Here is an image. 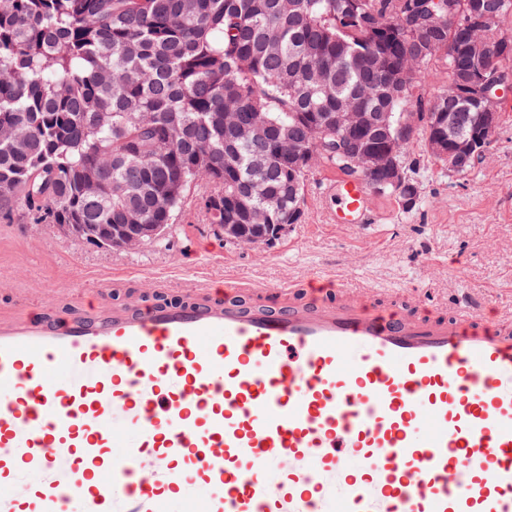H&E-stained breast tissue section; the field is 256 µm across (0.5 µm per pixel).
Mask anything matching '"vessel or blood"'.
Instances as JSON below:
<instances>
[{
	"label": "vessel or blood",
	"mask_w": 512,
	"mask_h": 512,
	"mask_svg": "<svg viewBox=\"0 0 512 512\" xmlns=\"http://www.w3.org/2000/svg\"><path fill=\"white\" fill-rule=\"evenodd\" d=\"M367 196L337 177V223ZM0 485V512H512V319L328 274L0 314Z\"/></svg>",
	"instance_id": "1"
}]
</instances>
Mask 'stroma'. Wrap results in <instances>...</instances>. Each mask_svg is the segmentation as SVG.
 <instances>
[{
  "label": "stroma",
  "mask_w": 512,
  "mask_h": 512,
  "mask_svg": "<svg viewBox=\"0 0 512 512\" xmlns=\"http://www.w3.org/2000/svg\"><path fill=\"white\" fill-rule=\"evenodd\" d=\"M506 102L490 149L466 173L449 171L417 141L410 153L414 204L369 192L370 228L335 223L337 173L321 167L306 178L302 223L261 246L227 240L210 223L203 184L187 189L160 240L134 250L89 246L14 213L11 231L0 238V308L49 299L69 308L93 290L112 303L151 299L155 275L168 278L176 296L205 276L299 285L329 272L442 313L464 290L488 301L491 315L512 313V92ZM114 271L123 279L97 288L95 277ZM50 283L56 291L48 297L43 287Z\"/></svg>",
  "instance_id": "1"
}]
</instances>
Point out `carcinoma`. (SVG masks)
Wrapping results in <instances>:
<instances>
[{"instance_id": "cac0c4a2", "label": "carcinoma", "mask_w": 512, "mask_h": 512, "mask_svg": "<svg viewBox=\"0 0 512 512\" xmlns=\"http://www.w3.org/2000/svg\"><path fill=\"white\" fill-rule=\"evenodd\" d=\"M0 0V214L24 207L31 224H54L100 248L133 238L157 241L173 222L193 183L211 223L247 246L276 237L282 224H299L306 176L315 165L361 179L354 164L336 160V141L350 158L383 148L401 113L418 95L388 97L378 90L379 68L402 70L415 84L439 68L441 88L421 113L418 134L430 141L439 117L457 102L459 138L475 132L467 103L457 100L450 71L465 65L435 58L454 34L442 29L413 36L410 10L383 18L377 4L358 0ZM489 17L476 22L484 39L508 27L512 0H478ZM312 57L328 67L336 92L361 99L367 112H388L363 134L322 128L336 111L305 81ZM249 124L262 113L269 136L262 149L224 133V113ZM304 140L307 163L288 161L284 138ZM262 160L267 195L285 206L263 228L249 209L264 198L239 195ZM409 206L416 196L407 176L387 186Z\"/></svg>"}]
</instances>
